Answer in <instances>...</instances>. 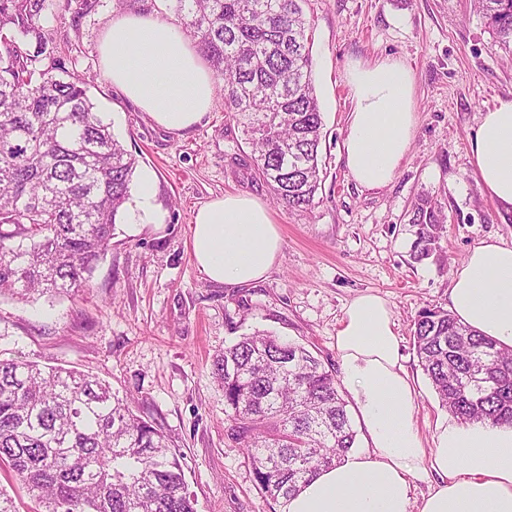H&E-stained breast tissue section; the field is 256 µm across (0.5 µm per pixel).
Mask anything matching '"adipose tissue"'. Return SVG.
<instances>
[{"label": "adipose tissue", "instance_id": "ef3b65f1", "mask_svg": "<svg viewBox=\"0 0 512 512\" xmlns=\"http://www.w3.org/2000/svg\"><path fill=\"white\" fill-rule=\"evenodd\" d=\"M98 52L103 76L167 130L190 129L214 105L211 71L188 38L152 14H115ZM346 78L353 110L345 164L357 185L386 186L416 128L413 74L387 58L354 62ZM470 142L485 191L512 211V96L482 114ZM281 252L272 212L256 197L227 194L194 215L191 256L211 282L257 285ZM448 306L478 334L512 349V244L489 238L472 246L453 273ZM394 326L384 297L362 293L348 302L335 347L367 449L318 471L283 512H512V425L452 420L425 441ZM426 470L432 486L413 499L412 481Z\"/></svg>", "mask_w": 512, "mask_h": 512}]
</instances>
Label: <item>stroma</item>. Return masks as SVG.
Listing matches in <instances>:
<instances>
[{
  "mask_svg": "<svg viewBox=\"0 0 512 512\" xmlns=\"http://www.w3.org/2000/svg\"><path fill=\"white\" fill-rule=\"evenodd\" d=\"M51 0L40 25L70 73L85 79L96 110L151 174L160 226L117 223L86 288L21 302L0 298V358L91 373L128 396L181 454L197 512H280L258 489L244 448L225 431L224 390L213 361L239 337L265 331L304 345L338 370L336 333L345 305L362 293L393 310L403 364L417 391L416 424L433 439L442 408L424 375L411 328L422 310L447 307L454 268L486 238L512 243V212L484 190L469 138L481 114L512 96V51L494 43L470 0H306L313 34L312 79L324 119L323 182L312 210L275 204L254 173L251 149L224 112V84L213 108L174 133L112 87L98 40L115 13L98 0ZM404 61L415 76L416 129L391 183L358 186L344 164L352 109L346 72L355 61ZM227 193L269 202L282 258L261 284L205 281L191 260L196 209ZM437 197L448 222L447 266L411 259L415 198Z\"/></svg>",
  "mask_w": 512,
  "mask_h": 512,
  "instance_id": "stroma-1",
  "label": "stroma"
}]
</instances>
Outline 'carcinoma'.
Here are the masks:
<instances>
[{
    "instance_id": "cac0c4a2",
    "label": "carcinoma",
    "mask_w": 512,
    "mask_h": 512,
    "mask_svg": "<svg viewBox=\"0 0 512 512\" xmlns=\"http://www.w3.org/2000/svg\"><path fill=\"white\" fill-rule=\"evenodd\" d=\"M48 0H0V295L77 292L111 244L136 159L68 75L39 21ZM224 81V111L241 127L272 199L306 211L323 172V116L312 82L303 0H168ZM512 49V0H473ZM411 256L441 251L447 223L421 195ZM413 346L442 407L463 421L512 424V350L447 310L414 321ZM227 436L246 450L260 491L278 501L355 446L340 378L305 347L264 331L213 362ZM15 473L33 512H196L180 457L162 429L111 386L62 367L0 359V469Z\"/></svg>"
}]
</instances>
